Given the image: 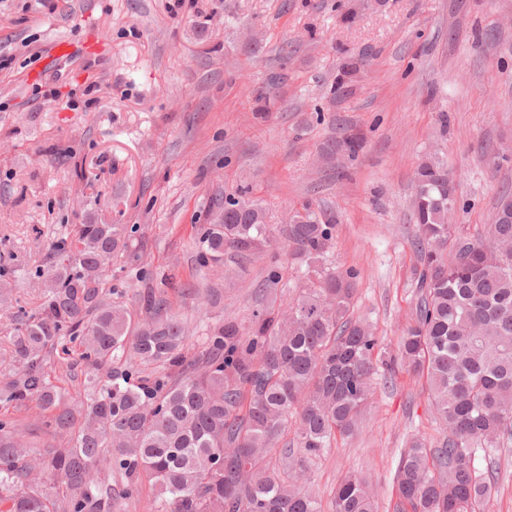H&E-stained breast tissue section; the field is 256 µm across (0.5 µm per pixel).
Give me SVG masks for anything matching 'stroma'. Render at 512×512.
Listing matches in <instances>:
<instances>
[{"mask_svg":"<svg viewBox=\"0 0 512 512\" xmlns=\"http://www.w3.org/2000/svg\"><path fill=\"white\" fill-rule=\"evenodd\" d=\"M0 0V253L24 276L14 297L35 301L26 272L64 225L125 224L139 261L112 264L115 297L130 309L151 287L201 353L216 320L248 326L266 304L287 305L312 276L286 241L289 209L311 202L338 224L327 267L360 272L352 315L394 350L419 297L413 245V174L426 157L447 165L463 209L455 231L475 235L503 189H512V0ZM109 41L86 80L58 78L45 101L30 71L50 47L81 42L87 24ZM365 67L352 95L313 107L343 56ZM273 105L256 114L255 97ZM447 113V125L438 116ZM353 130L356 160L322 157ZM245 190L273 233L255 254L226 252L201 266L198 240L215 199ZM276 287H268L270 271ZM360 434L321 456L274 448L282 477L332 512L343 477L371 485L378 512H394L399 452L415 435L443 439L422 380L377 378ZM484 512H512V443L495 453Z\"/></svg>","mask_w":512,"mask_h":512,"instance_id":"obj_1","label":"stroma"}]
</instances>
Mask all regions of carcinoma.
<instances>
[{
  "label": "carcinoma",
  "mask_w": 512,
  "mask_h": 512,
  "mask_svg": "<svg viewBox=\"0 0 512 512\" xmlns=\"http://www.w3.org/2000/svg\"><path fill=\"white\" fill-rule=\"evenodd\" d=\"M362 137L324 147L356 157ZM420 296L413 324L385 364L426 380L443 442L415 439L395 471L396 512H480L494 483V452L512 441V192L500 195L482 233L460 237L454 175L422 160L415 171ZM288 225V248L316 263L336 217L312 204ZM261 207L229 196L199 239L203 265L249 253L267 239ZM139 259L123 224H77L50 243L36 270L45 285L29 310L12 305L0 262V307L10 335L0 380V506L4 512H116L147 479L151 512H321L304 487L270 467L288 426L296 448L317 457L352 436L373 397V329L351 318L359 272L324 271L287 308L265 307L247 330L210 327L201 354L186 350V324L149 290L139 312L113 297L112 261ZM78 382L69 392L63 378ZM32 406L41 429L62 439L34 446L12 411ZM483 451L485 470L475 466ZM333 512H376L354 475L338 485Z\"/></svg>",
  "instance_id": "cac0c4a2"
}]
</instances>
